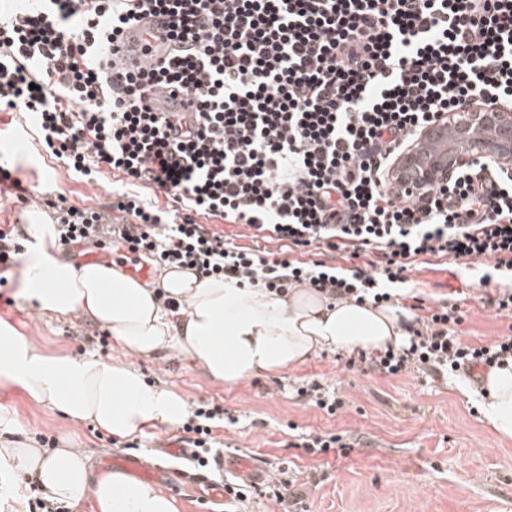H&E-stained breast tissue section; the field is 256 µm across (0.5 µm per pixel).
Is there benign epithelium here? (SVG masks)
I'll list each match as a JSON object with an SVG mask.
<instances>
[{
  "label": "benign epithelium",
  "instance_id": "benign-epithelium-1",
  "mask_svg": "<svg viewBox=\"0 0 512 512\" xmlns=\"http://www.w3.org/2000/svg\"><path fill=\"white\" fill-rule=\"evenodd\" d=\"M438 124H446L453 129V145L448 148L446 157L440 160H427L419 155L411 156L409 168L401 166L391 170L395 182L418 194L438 185H445L457 168L465 165L471 156L467 148L460 147L473 127L487 132V138L480 146V153L494 161L504 156L512 157V112L491 105H474L467 112L439 113Z\"/></svg>",
  "mask_w": 512,
  "mask_h": 512
}]
</instances>
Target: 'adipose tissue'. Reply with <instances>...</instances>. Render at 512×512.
<instances>
[{
    "label": "adipose tissue",
    "instance_id": "1",
    "mask_svg": "<svg viewBox=\"0 0 512 512\" xmlns=\"http://www.w3.org/2000/svg\"><path fill=\"white\" fill-rule=\"evenodd\" d=\"M27 232L23 293L40 312L84 314L107 329L126 354L170 349L218 382L294 369L326 349L381 350L408 336L402 323L406 312L398 307L331 301L306 288L273 296L221 278L201 280L174 267L165 269L152 288L112 266L58 259L55 227L47 219H36ZM167 298L173 307H164ZM0 380L20 385L39 405L119 439L159 424L177 426L187 411L178 394L149 385L130 364L52 356L1 322ZM485 389L487 422L499 436L512 438V363L491 370ZM0 466L36 481L54 503L73 506L90 494L98 512H178L174 498L122 473L90 479L78 448L48 450L9 441L0 446Z\"/></svg>",
    "mask_w": 512,
    "mask_h": 512
}]
</instances>
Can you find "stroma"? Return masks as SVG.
I'll use <instances>...</instances> for the list:
<instances>
[{
    "mask_svg": "<svg viewBox=\"0 0 512 512\" xmlns=\"http://www.w3.org/2000/svg\"><path fill=\"white\" fill-rule=\"evenodd\" d=\"M21 120L0 112V161L24 186L64 194L79 207L111 201V177L94 188L70 178L21 132ZM22 274V267L11 269L0 287L1 322L47 353L124 358L149 383L174 390L186 403L222 404L218 435L227 452L266 471L298 470L297 512H512V439L501 438L484 420L481 387L465 375H356L344 367L346 354L324 351L297 369L227 385L172 350L128 358L85 317L39 313L19 293ZM410 279L425 298L460 302L465 320L458 331L465 342H485L512 327V318L484 308L486 287L465 271L434 266L412 272ZM310 380L336 388L344 408L330 416L306 404L296 391ZM293 426L347 436L353 449L323 466L321 458L291 447ZM42 435L59 446L69 441L82 448L95 477L102 473L101 457L126 447L122 440L96 438L90 423H73L33 402L21 386L0 380V440L34 444Z\"/></svg>",
    "mask_w": 512,
    "mask_h": 512,
    "instance_id": "35a3bbf8",
    "label": "stroma"
}]
</instances>
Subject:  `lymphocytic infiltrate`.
<instances>
[{
    "mask_svg": "<svg viewBox=\"0 0 512 512\" xmlns=\"http://www.w3.org/2000/svg\"><path fill=\"white\" fill-rule=\"evenodd\" d=\"M155 21L160 61L125 72L126 30ZM194 95L176 109L151 95ZM489 94L512 101V0H33L0 11V112L33 120L36 142L88 186L112 174L106 206L44 200L62 248L119 236L163 269L273 295L414 300L423 265H489L487 305L512 316V165L459 168L427 195L394 188L396 157L437 119ZM244 225L253 245L218 224ZM458 305L414 315L406 342L346 362L360 375L482 381L512 363V333L479 345ZM224 407L181 427L186 460L208 468Z\"/></svg>",
    "mask_w": 512,
    "mask_h": 512,
    "instance_id": "f902f5d3",
    "label": "lymphocytic infiltrate"
}]
</instances>
